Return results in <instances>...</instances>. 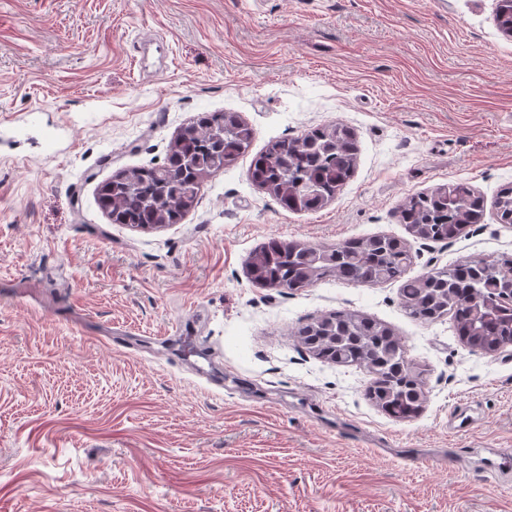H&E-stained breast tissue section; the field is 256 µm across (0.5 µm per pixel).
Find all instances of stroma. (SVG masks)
Returning a JSON list of instances; mask_svg holds the SVG:
<instances>
[{"mask_svg": "<svg viewBox=\"0 0 512 512\" xmlns=\"http://www.w3.org/2000/svg\"><path fill=\"white\" fill-rule=\"evenodd\" d=\"M496 0H0V512H512V346L461 342L399 285L261 288L271 238L406 241L416 277L512 256V38ZM172 52L143 70L147 44ZM205 112L239 113L248 156L176 224L112 223L99 186L163 165ZM353 128V177L292 213L246 172L269 141ZM465 181L487 201L448 244L410 236L407 195ZM346 309L389 325L425 378L399 420L372 375L293 338ZM195 336L210 360L186 362Z\"/></svg>", "mask_w": 512, "mask_h": 512, "instance_id": "stroma-1", "label": "stroma"}]
</instances>
